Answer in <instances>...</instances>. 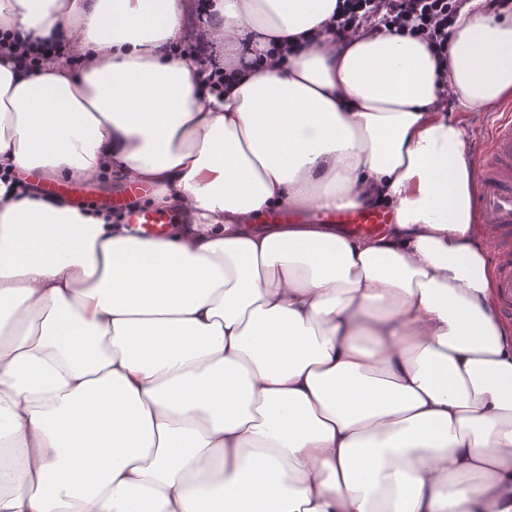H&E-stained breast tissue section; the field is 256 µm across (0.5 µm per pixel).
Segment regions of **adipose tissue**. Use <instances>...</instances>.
<instances>
[{"instance_id": "obj_1", "label": "adipose tissue", "mask_w": 512, "mask_h": 512, "mask_svg": "<svg viewBox=\"0 0 512 512\" xmlns=\"http://www.w3.org/2000/svg\"><path fill=\"white\" fill-rule=\"evenodd\" d=\"M337 0H0V512H512V324L459 113L512 101V13L336 34ZM223 64L202 85L200 57ZM117 174L143 240L15 187ZM384 206L352 237L276 210ZM153 193L143 200V203L153 207H137L134 203L145 197L149 188L138 183H131L124 189L121 202H114V208L119 210L124 216L126 224H131L134 233L141 238H159L165 233V221L161 209L169 210L159 201L158 189L152 187ZM119 215V221L123 219Z\"/></svg>"}]
</instances>
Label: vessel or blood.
Segmentation results:
<instances>
[{
    "instance_id": "obj_1",
    "label": "vessel or blood",
    "mask_w": 512,
    "mask_h": 512,
    "mask_svg": "<svg viewBox=\"0 0 512 512\" xmlns=\"http://www.w3.org/2000/svg\"><path fill=\"white\" fill-rule=\"evenodd\" d=\"M479 189L476 204L489 218L494 231L492 245L496 269L498 314L512 316V108L503 107L486 132V148L477 164ZM43 194L71 203L94 204V197L77 195L75 186L64 182H45L40 186ZM147 186L133 183L126 186L123 198L116 208L131 224L137 236L158 238L165 233L161 209L139 206L146 196ZM388 212L379 209H345L319 216L322 224L334 225L343 234L360 235L377 230L386 223Z\"/></svg>"
}]
</instances>
